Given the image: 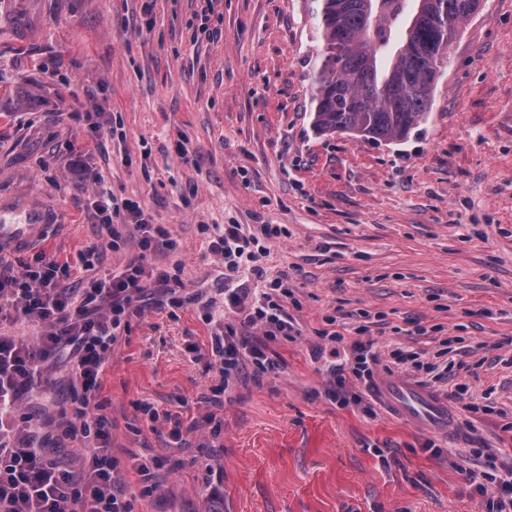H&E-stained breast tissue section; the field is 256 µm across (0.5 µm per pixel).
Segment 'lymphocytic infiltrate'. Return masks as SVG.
<instances>
[{
  "label": "lymphocytic infiltrate",
  "instance_id": "1",
  "mask_svg": "<svg viewBox=\"0 0 512 512\" xmlns=\"http://www.w3.org/2000/svg\"><path fill=\"white\" fill-rule=\"evenodd\" d=\"M95 209L109 236H118V223L134 225L141 250H150L162 232L159 226L140 222L137 202L110 195L99 198ZM43 265V270L29 268L18 276L0 273V302L44 327L31 341L0 332V512H133L121 460L112 448L101 377L123 339L125 314L144 290L145 270L131 262L121 271L91 279L87 288L74 293L53 283L55 261L47 259ZM255 327L261 337L252 336ZM294 331L282 307L264 292L241 328L212 337L211 353L224 378L223 388L210 400L214 411L223 410L224 391L245 365L259 375L276 371L264 341ZM65 351L74 358L71 401L59 407L44 429H36L32 416L20 410L21 398L38 386L43 371ZM68 444L82 450L79 468H64L53 457L54 450Z\"/></svg>",
  "mask_w": 512,
  "mask_h": 512
}]
</instances>
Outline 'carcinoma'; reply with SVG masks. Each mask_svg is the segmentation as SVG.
Returning a JSON list of instances; mask_svg holds the SVG:
<instances>
[{
  "label": "carcinoma",
  "mask_w": 512,
  "mask_h": 512,
  "mask_svg": "<svg viewBox=\"0 0 512 512\" xmlns=\"http://www.w3.org/2000/svg\"><path fill=\"white\" fill-rule=\"evenodd\" d=\"M312 122L399 142L429 116L459 23L480 0H316Z\"/></svg>",
  "instance_id": "cac0c4a2"
}]
</instances>
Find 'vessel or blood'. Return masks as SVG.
Wrapping results in <instances>:
<instances>
[{
  "label": "vessel or blood",
  "mask_w": 512,
  "mask_h": 512,
  "mask_svg": "<svg viewBox=\"0 0 512 512\" xmlns=\"http://www.w3.org/2000/svg\"><path fill=\"white\" fill-rule=\"evenodd\" d=\"M54 226L49 210L34 202L22 208L0 210V255L45 243ZM379 399L389 408L434 431H449L448 406L433 392L407 383L394 375L383 378L377 385Z\"/></svg>",
  "instance_id": "obj_1"
}]
</instances>
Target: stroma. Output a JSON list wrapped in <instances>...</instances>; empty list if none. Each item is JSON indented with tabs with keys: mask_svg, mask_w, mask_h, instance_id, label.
Listing matches in <instances>:
<instances>
[{
	"mask_svg": "<svg viewBox=\"0 0 512 512\" xmlns=\"http://www.w3.org/2000/svg\"><path fill=\"white\" fill-rule=\"evenodd\" d=\"M312 7L0 0V202L39 198L56 224L51 244L0 265L18 275L46 257L79 291L93 248L97 274L140 256L199 298L174 306L148 283L102 376L133 512H206L216 493L224 512H489L470 474L512 476V0H483L460 23L429 117L401 143L314 129ZM103 187L165 228L147 255L133 226L101 234ZM224 224L282 233L233 269L209 249ZM284 271L299 334L267 340L279 372L245 370L213 428L218 326L201 307L239 326L225 289L271 288ZM334 330L450 365L432 390L459 430L391 414L358 380V401L330 399L332 365L353 360L324 339ZM72 369L61 358L22 411L57 409ZM463 384L494 413L452 400ZM170 413L197 428L172 439ZM155 457L165 465L145 495L135 464Z\"/></svg>",
	"mask_w": 512,
	"mask_h": 512,
	"instance_id": "stroma-1",
	"label": "stroma"
}]
</instances>
